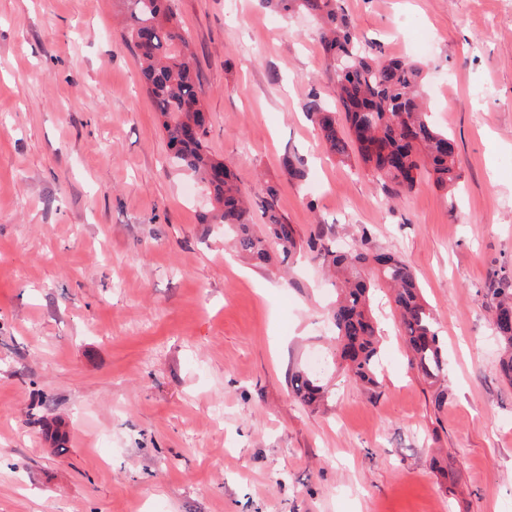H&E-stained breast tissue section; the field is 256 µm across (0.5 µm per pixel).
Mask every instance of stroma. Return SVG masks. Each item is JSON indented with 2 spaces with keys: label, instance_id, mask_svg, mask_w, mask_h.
Returning <instances> with one entry per match:
<instances>
[{
  "label": "stroma",
  "instance_id": "35a3bbf8",
  "mask_svg": "<svg viewBox=\"0 0 512 512\" xmlns=\"http://www.w3.org/2000/svg\"><path fill=\"white\" fill-rule=\"evenodd\" d=\"M172 5L207 148L254 230L274 185L302 233L320 222L406 260L448 404L385 304L377 392L337 375L325 406L297 403L289 370L323 347L335 298L318 263L252 266L204 223L211 197L166 158L118 0H0V512H512V386L488 312L512 269V0H343L360 38L421 63L457 145L455 198L425 178L391 203L323 151L308 105L336 93L310 17Z\"/></svg>",
  "mask_w": 512,
  "mask_h": 512
}]
</instances>
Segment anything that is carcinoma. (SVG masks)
<instances>
[{"label":"carcinoma","mask_w":512,"mask_h":512,"mask_svg":"<svg viewBox=\"0 0 512 512\" xmlns=\"http://www.w3.org/2000/svg\"><path fill=\"white\" fill-rule=\"evenodd\" d=\"M126 2L125 37L137 51L171 159L196 173L212 195L214 205L206 223L224 225L236 251L251 261H269L266 242L271 239L283 258L305 252L331 274L337 296L329 312V340L341 359L330 358L319 371L293 369L292 394L307 407L322 405L330 394L324 380L337 370L368 390L379 387L381 327L372 291L375 283L382 282L391 293L390 307L411 366L431 389L434 408H444L448 402L445 345L413 268L395 254L370 253L358 245L339 248L325 224L315 225L307 236L301 234L280 213L279 190L273 185L262 201L264 232L256 233L232 171L207 151L209 118L199 100L195 58L171 0ZM265 2L285 16L301 12L320 24L339 111L329 110L318 98L308 109L329 152L342 161L356 153L389 199L411 191L424 175L439 189L453 193L462 174L454 141L433 125L431 113L420 101L423 68L405 58L382 59L376 46L359 43L342 0ZM492 296L490 312L501 345L499 372L512 385V274L499 278Z\"/></svg>","instance_id":"cac0c4a2"}]
</instances>
